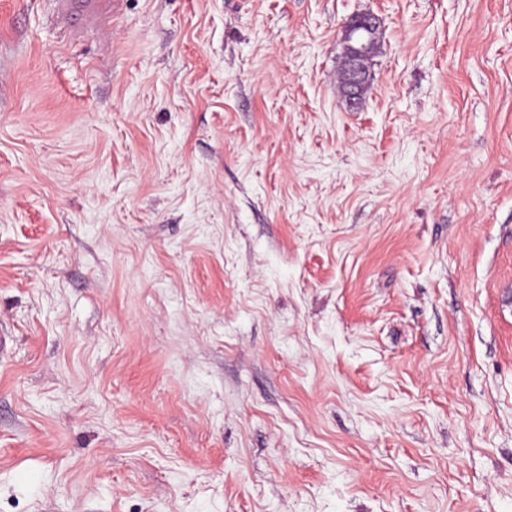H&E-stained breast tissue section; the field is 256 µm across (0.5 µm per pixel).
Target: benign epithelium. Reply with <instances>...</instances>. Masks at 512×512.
Masks as SVG:
<instances>
[{"label":"benign epithelium","instance_id":"obj_1","mask_svg":"<svg viewBox=\"0 0 512 512\" xmlns=\"http://www.w3.org/2000/svg\"><path fill=\"white\" fill-rule=\"evenodd\" d=\"M380 23L369 13H360L341 23L340 42L343 46V73L345 80L341 94L352 111L364 102L362 90L370 83L373 70L367 64L372 43L377 39Z\"/></svg>","mask_w":512,"mask_h":512}]
</instances>
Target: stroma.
Segmentation results:
<instances>
[{"mask_svg": "<svg viewBox=\"0 0 512 512\" xmlns=\"http://www.w3.org/2000/svg\"><path fill=\"white\" fill-rule=\"evenodd\" d=\"M4 334L0 512H512V0H0ZM380 23L369 13L348 17L341 23L340 42L343 46V73L346 76L341 94L352 111L364 102L362 90L370 83L373 70L367 64L372 43L377 39Z\"/></svg>", "mask_w": 512, "mask_h": 512, "instance_id": "1", "label": "stroma"}]
</instances>
